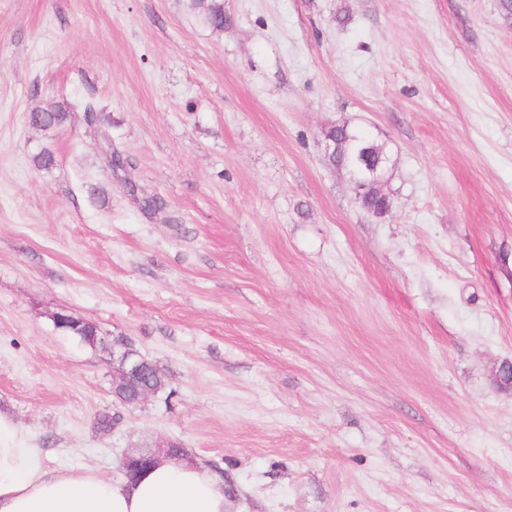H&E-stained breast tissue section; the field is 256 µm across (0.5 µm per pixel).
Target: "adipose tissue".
I'll use <instances>...</instances> for the list:
<instances>
[{
  "mask_svg": "<svg viewBox=\"0 0 512 512\" xmlns=\"http://www.w3.org/2000/svg\"><path fill=\"white\" fill-rule=\"evenodd\" d=\"M0 512H227L224 489L196 462L160 460L135 480L48 468L0 412Z\"/></svg>",
  "mask_w": 512,
  "mask_h": 512,
  "instance_id": "1",
  "label": "adipose tissue"
}]
</instances>
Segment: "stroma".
Listing matches in <instances>:
<instances>
[{
  "label": "stroma",
  "instance_id": "stroma-1",
  "mask_svg": "<svg viewBox=\"0 0 512 512\" xmlns=\"http://www.w3.org/2000/svg\"><path fill=\"white\" fill-rule=\"evenodd\" d=\"M224 10L0 0V411L52 469L180 443L229 512H512V13ZM343 124L390 157L385 217L324 155ZM57 312L164 390L116 403Z\"/></svg>",
  "mask_w": 512,
  "mask_h": 512
}]
</instances>
